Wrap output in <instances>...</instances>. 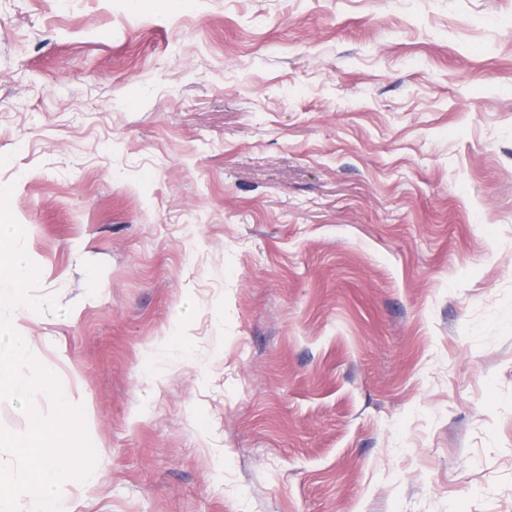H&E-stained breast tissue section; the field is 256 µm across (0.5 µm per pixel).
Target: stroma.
<instances>
[{
	"instance_id": "obj_1",
	"label": "stroma",
	"mask_w": 512,
	"mask_h": 512,
	"mask_svg": "<svg viewBox=\"0 0 512 512\" xmlns=\"http://www.w3.org/2000/svg\"><path fill=\"white\" fill-rule=\"evenodd\" d=\"M512 0H0L12 320L76 512H512Z\"/></svg>"
}]
</instances>
